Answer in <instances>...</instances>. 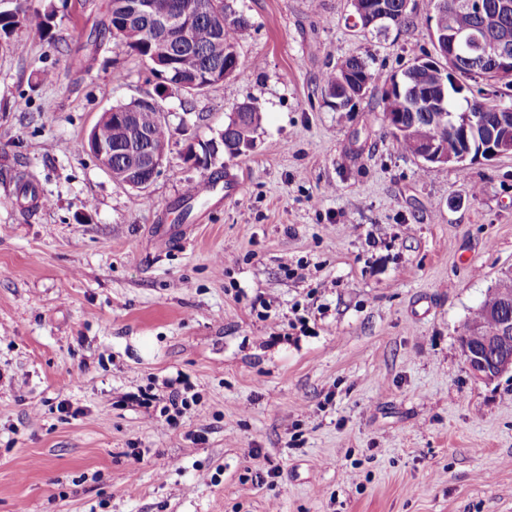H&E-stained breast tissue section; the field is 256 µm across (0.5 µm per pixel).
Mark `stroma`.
<instances>
[{"label": "stroma", "mask_w": 512, "mask_h": 512, "mask_svg": "<svg viewBox=\"0 0 512 512\" xmlns=\"http://www.w3.org/2000/svg\"><path fill=\"white\" fill-rule=\"evenodd\" d=\"M55 3L56 43L0 50V512H512V378L458 345L512 267V154L427 166L383 112L436 53L428 0L384 33L351 0H229L244 72L164 94L142 191L77 144L155 83L111 42L87 59L108 0ZM352 55L380 81L338 112ZM246 100L249 150L182 161ZM207 181L237 189L186 204ZM350 71L351 76L344 75V71ZM345 80L346 85L341 81ZM376 80L375 74L368 64L359 57H349L342 61L336 70L327 72L323 77L324 92L329 106L338 111H351L356 102L353 100L360 94L363 87L370 86ZM367 81L369 83L365 84Z\"/></svg>", "instance_id": "stroma-1"}]
</instances>
